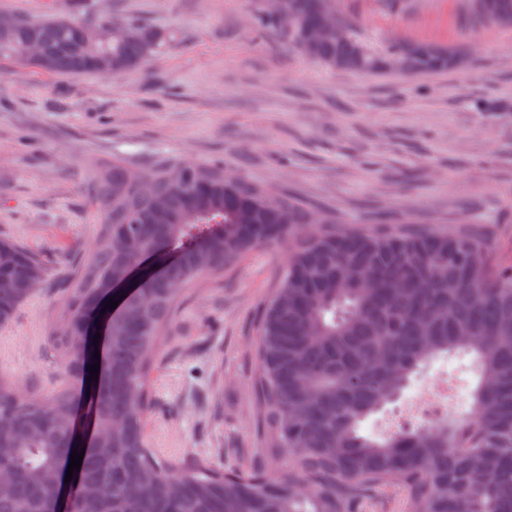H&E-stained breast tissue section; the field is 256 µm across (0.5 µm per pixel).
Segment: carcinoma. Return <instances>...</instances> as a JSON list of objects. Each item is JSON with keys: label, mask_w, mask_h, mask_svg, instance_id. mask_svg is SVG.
Wrapping results in <instances>:
<instances>
[{"label": "carcinoma", "mask_w": 512, "mask_h": 512, "mask_svg": "<svg viewBox=\"0 0 512 512\" xmlns=\"http://www.w3.org/2000/svg\"><path fill=\"white\" fill-rule=\"evenodd\" d=\"M288 42L299 47L325 24L341 41L304 54L331 68L430 75L459 66L433 43L366 44L336 0H287ZM480 25L512 27V0H469ZM101 23L17 16L0 34V56L52 74L139 68L162 37L126 23L129 35L97 37ZM39 45L29 59L25 46ZM100 230L63 289L55 344L68 383L39 399L0 379V512H360L376 492L401 487L409 512H512V262L469 230L411 222L359 228L314 214L296 197L224 166L161 158L147 168L120 157L95 177ZM259 243L288 248L285 267L256 323L255 407L263 464L226 470L164 458L151 446L153 360L171 335L185 295ZM142 258L136 296L119 289ZM40 256L0 236V326L43 281ZM122 308H109V300ZM99 323L106 335L94 342ZM100 358H94V351ZM475 356L480 378L470 416L381 440L360 423L400 396L421 365L442 353ZM99 363L98 379L87 365ZM81 387V394L72 384ZM81 468L65 482L72 449ZM283 458L276 475L266 462Z\"/></svg>", "instance_id": "carcinoma-1"}]
</instances>
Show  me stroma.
I'll list each match as a JSON object with an SVG mask.
<instances>
[{
	"instance_id": "1",
	"label": "stroma",
	"mask_w": 512,
	"mask_h": 512,
	"mask_svg": "<svg viewBox=\"0 0 512 512\" xmlns=\"http://www.w3.org/2000/svg\"><path fill=\"white\" fill-rule=\"evenodd\" d=\"M365 38L466 51L464 70L379 76L326 67L260 29L259 0H0V15L116 18L163 44L137 70L52 75L0 58V235L39 253L45 281L0 327V373L26 393L61 385L51 332L73 261L98 232L93 174L120 155L220 163L349 224L473 219L512 259V28L474 24L466 0H336ZM495 104L480 112L476 102ZM261 244L183 300L153 371L148 435L164 456L227 466L260 456L254 321L286 262ZM465 397L473 355H439L397 399L440 378Z\"/></svg>"
}]
</instances>
